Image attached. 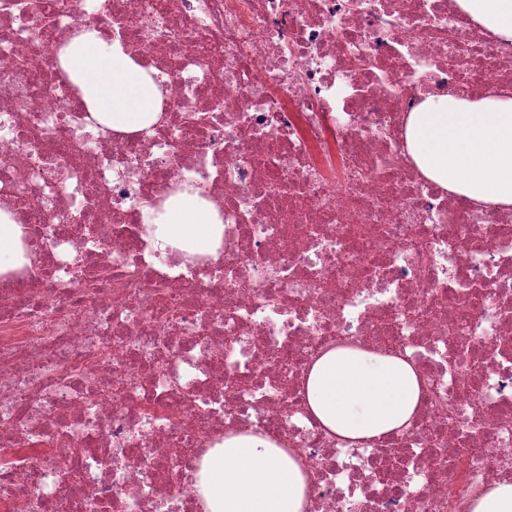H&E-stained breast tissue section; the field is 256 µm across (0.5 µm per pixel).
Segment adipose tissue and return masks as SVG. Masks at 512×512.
Segmentation results:
<instances>
[{
	"mask_svg": "<svg viewBox=\"0 0 512 512\" xmlns=\"http://www.w3.org/2000/svg\"><path fill=\"white\" fill-rule=\"evenodd\" d=\"M496 36L512 41V0H458ZM59 62L90 114L89 133L107 127L131 134L159 118L162 94L153 69L129 55L96 26L59 50ZM407 149L420 173L475 203L512 207V91L481 98L431 95L410 112ZM163 243L191 255L218 257L224 219L213 204L186 189L147 210ZM30 263L22 224L0 209V279ZM306 399L328 432L350 440H378L408 428L418 410L415 369L401 358L358 349H333L313 364ZM309 473L297 451L244 432L225 437L192 478L205 512H306Z\"/></svg>",
	"mask_w": 512,
	"mask_h": 512,
	"instance_id": "adipose-tissue-1",
	"label": "adipose tissue"
}]
</instances>
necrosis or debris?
<instances>
[{
    "instance_id": "obj_1",
    "label": "necrosis or debris",
    "mask_w": 512,
    "mask_h": 512,
    "mask_svg": "<svg viewBox=\"0 0 512 512\" xmlns=\"http://www.w3.org/2000/svg\"><path fill=\"white\" fill-rule=\"evenodd\" d=\"M96 20L161 77L150 130L85 131L61 45ZM512 88V42L457 0H0V208L34 248L0 280V512H200L226 434L309 472V512H469L512 482V211L423 177L429 94ZM190 187L219 259L156 249ZM407 360L412 424L351 443L311 417L326 351Z\"/></svg>"
}]
</instances>
